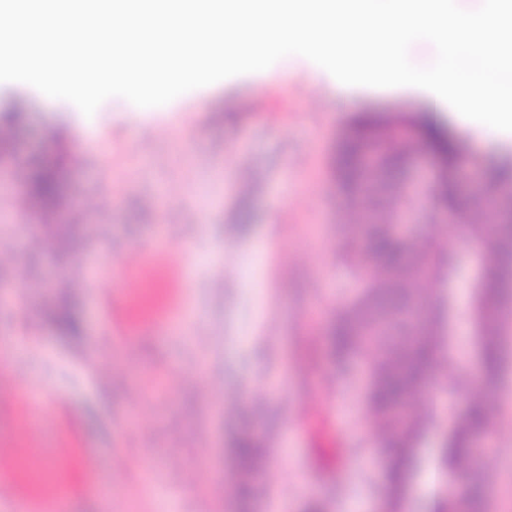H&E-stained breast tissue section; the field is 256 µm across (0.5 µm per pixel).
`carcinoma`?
Segmentation results:
<instances>
[{"mask_svg":"<svg viewBox=\"0 0 512 512\" xmlns=\"http://www.w3.org/2000/svg\"><path fill=\"white\" fill-rule=\"evenodd\" d=\"M25 120L26 112L18 102L0 115V123L6 126H20ZM429 143L435 144L445 169L430 196L438 208L455 216L456 223L448 225L444 241L424 237L410 242L399 234L394 214L411 206L412 192L398 187L394 197L377 203L382 216L375 217L368 205L371 186L365 176L363 148L376 145L379 176L395 178L404 172L415 149ZM467 163L459 141L439 133L424 113L360 118L333 158L341 194L351 207L364 213L366 224L361 238L351 240L341 254L364 287L327 325L329 356L340 371L355 359L366 363V408L386 457L389 495L384 512H406V486L414 475L410 464L432 422L412 397L431 365L444 375L451 391L471 386L482 389L465 406L448 407L441 457L445 477L462 468L480 467L473 438L492 425V406L502 374L501 334L503 325L512 320V299L505 294L512 282V168L488 169V190L471 203L462 200L456 189L455 174ZM62 198L63 161L32 163L26 173L30 208L44 215L57 209ZM455 234L466 235L485 249L484 272L472 296L471 320L481 361L473 378L457 373L455 349L441 332L445 300H440L437 309L424 304L437 283L454 269L450 244ZM52 319L64 331L78 328L67 306L56 310ZM261 457L262 448L252 435L236 439L234 463L242 476L239 494L243 498L260 477ZM436 512H485L482 488L473 483L459 496L443 497Z\"/></svg>","mask_w":512,"mask_h":512,"instance_id":"1","label":"carcinoma"}]
</instances>
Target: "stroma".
Listing matches in <instances>:
<instances>
[{"label":"stroma","mask_w":512,"mask_h":512,"mask_svg":"<svg viewBox=\"0 0 512 512\" xmlns=\"http://www.w3.org/2000/svg\"><path fill=\"white\" fill-rule=\"evenodd\" d=\"M288 55L268 69L182 94L165 112H131L121 97L92 116L34 87L0 82V110L23 99L0 189L22 190L29 162L66 154L70 205L110 193L109 214L83 217L77 250L55 252L50 229L28 211L0 210V345L23 348L0 365V443L18 453L0 475V512L66 482L67 512H375L385 462L365 420L362 366L338 372L327 321L361 290L339 261L353 231L332 170L337 144L362 112L430 108L425 92L355 86L337 95L329 74ZM478 195L490 164H512V132L445 108ZM250 227L240 233L241 211ZM191 240L189 259L165 249ZM149 246L156 276L126 299L105 274L113 245ZM468 273L449 282L446 333L473 364L469 277L482 268L469 238ZM66 302L81 331L60 333L51 310ZM493 414L498 430L477 472L487 512H512V324ZM47 382L55 404H15ZM264 440L267 471L241 509L233 442Z\"/></svg>","instance_id":"35a3bbf8"}]
</instances>
